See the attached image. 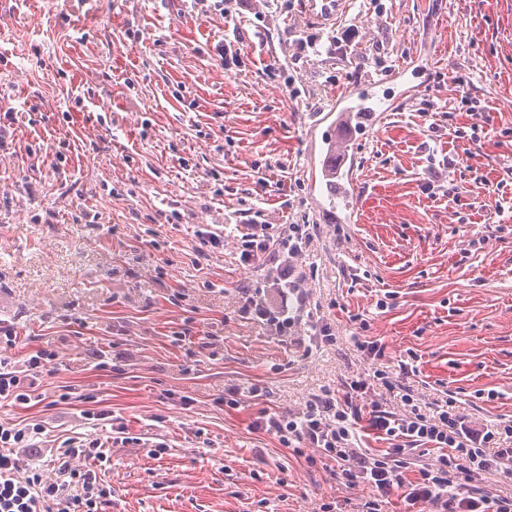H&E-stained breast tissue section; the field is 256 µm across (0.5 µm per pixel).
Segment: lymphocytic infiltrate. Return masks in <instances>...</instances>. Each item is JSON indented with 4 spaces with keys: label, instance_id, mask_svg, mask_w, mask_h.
Wrapping results in <instances>:
<instances>
[{
    "label": "lymphocytic infiltrate",
    "instance_id": "1",
    "mask_svg": "<svg viewBox=\"0 0 512 512\" xmlns=\"http://www.w3.org/2000/svg\"><path fill=\"white\" fill-rule=\"evenodd\" d=\"M244 261L264 260L274 269V284L282 296L269 308L255 292H244L240 310L260 318L281 334L294 327L304 313L307 296L292 263L310 240L307 225L291 224L272 237L268 225L250 218L233 225ZM15 342L10 328L0 329V401L30 403L43 370L57 368L52 351L17 361L7 350ZM388 391L399 384L393 372L375 370L372 380L347 382L345 390H321L297 413H265V431L296 454L315 449L333 463L339 483H365L374 490L366 512H382L393 497L407 505L427 504L436 512H512V496H500L483 484L485 474L512 477V420L476 423L460 409L453 393L421 407L412 394L401 397L403 412L379 401L363 402L370 382ZM44 426L0 422V512H102L112 496L99 468L112 462L109 448L87 434L65 440L55 451L57 466L45 475L35 449ZM438 450L436 463L425 459ZM416 473L406 481V472Z\"/></svg>",
    "mask_w": 512,
    "mask_h": 512
}]
</instances>
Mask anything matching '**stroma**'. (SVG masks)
Instances as JSON below:
<instances>
[{"mask_svg": "<svg viewBox=\"0 0 512 512\" xmlns=\"http://www.w3.org/2000/svg\"><path fill=\"white\" fill-rule=\"evenodd\" d=\"M340 24L358 30L346 50L305 0H0V104L18 111L0 119V320L16 360L47 347L63 364L0 420L60 443L83 411L118 418L125 439L95 429L105 512H353L370 489L339 486L262 413L408 359L416 398L512 417V0H347ZM372 82L394 109L355 144L359 220L339 224L310 116ZM252 206L271 235L309 225L297 271L333 342L307 353L302 328L241 316L243 288L280 297L233 238L196 252Z\"/></svg>", "mask_w": 512, "mask_h": 512, "instance_id": "stroma-1", "label": "stroma"}]
</instances>
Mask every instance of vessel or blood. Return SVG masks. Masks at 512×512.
<instances>
[{
	"label": "vessel or blood",
	"instance_id": "b4317fda",
	"mask_svg": "<svg viewBox=\"0 0 512 512\" xmlns=\"http://www.w3.org/2000/svg\"><path fill=\"white\" fill-rule=\"evenodd\" d=\"M308 10L319 21L332 24L345 10L346 0H307ZM387 98L379 97L376 84H368L358 92L354 102L336 111V121L326 140L327 150L320 177L327 185L328 198L333 211L348 209L355 184L344 170L349 152L358 134L371 129L377 112L390 111Z\"/></svg>",
	"mask_w": 512,
	"mask_h": 512
}]
</instances>
